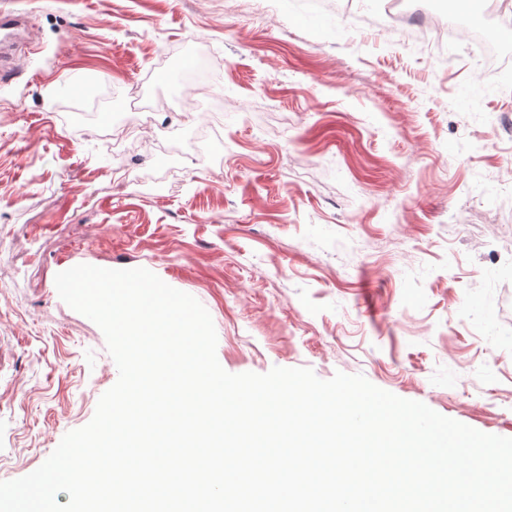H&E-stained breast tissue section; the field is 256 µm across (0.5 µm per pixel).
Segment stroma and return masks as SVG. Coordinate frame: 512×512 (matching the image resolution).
<instances>
[{"label": "stroma", "mask_w": 512, "mask_h": 512, "mask_svg": "<svg viewBox=\"0 0 512 512\" xmlns=\"http://www.w3.org/2000/svg\"><path fill=\"white\" fill-rule=\"evenodd\" d=\"M384 0H0L27 13L0 83V481L36 470L118 379L57 273L144 268L195 297L229 373L307 367L512 438V31L486 69L416 47ZM220 72L194 160L187 43ZM156 141L77 114L140 85ZM466 227H456V214Z\"/></svg>", "instance_id": "35a3bbf8"}]
</instances>
